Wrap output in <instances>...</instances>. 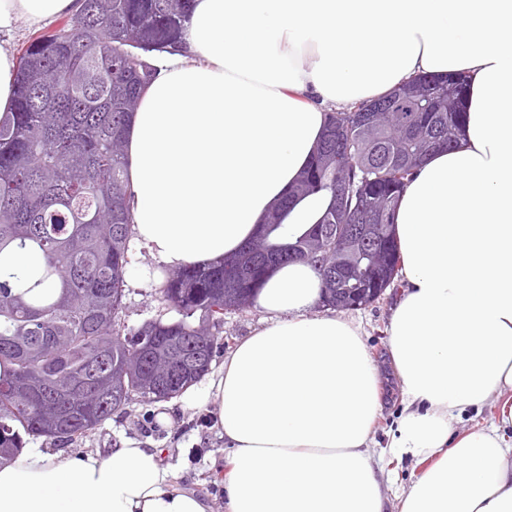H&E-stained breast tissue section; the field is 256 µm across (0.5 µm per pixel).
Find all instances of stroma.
<instances>
[{
  "label": "stroma",
  "mask_w": 512,
  "mask_h": 512,
  "mask_svg": "<svg viewBox=\"0 0 512 512\" xmlns=\"http://www.w3.org/2000/svg\"><path fill=\"white\" fill-rule=\"evenodd\" d=\"M155 267V260L146 250L134 253L126 276L122 309V317L129 329H138L156 319L163 309L156 292L158 284L150 279ZM398 299V293L389 290L378 302L344 312L345 317L360 327L371 357L383 366L389 363L388 319ZM263 317V311L254 306L225 311L223 323L212 329L217 345L211 369H218L230 352L229 347L223 346V339L228 336L236 341L243 339L259 326ZM384 385L386 391L373 430L374 458L381 471L386 497L391 500L408 488L420 475L421 468L413 458H396L387 450L396 431L402 403L397 381L388 379ZM129 440L164 449V460L178 472L181 486L208 496L213 512H226L223 490L213 463L229 459L231 450L213 428L210 414L203 408L188 405L180 396L162 404L132 402L78 442L62 444L41 437L29 441L26 449L45 454L77 455L112 448Z\"/></svg>",
  "instance_id": "35a3bbf8"
}]
</instances>
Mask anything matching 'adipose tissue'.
I'll list each match as a JSON object with an SVG mask.
<instances>
[{
    "instance_id": "obj_1",
    "label": "adipose tissue",
    "mask_w": 512,
    "mask_h": 512,
    "mask_svg": "<svg viewBox=\"0 0 512 512\" xmlns=\"http://www.w3.org/2000/svg\"><path fill=\"white\" fill-rule=\"evenodd\" d=\"M76 0H0V110L11 38ZM128 127L132 238L159 271L238 251L311 159L327 112L417 75L470 86L455 148L430 157L396 216L405 292L389 319L403 409L394 455L423 472L398 512H512V0H196ZM321 281L279 267L200 398L235 450L228 512H385L373 459L381 371L358 328L313 313ZM490 430L451 424L488 400ZM161 449L130 441L0 466V512H212Z\"/></svg>"
}]
</instances>
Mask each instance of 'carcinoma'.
I'll return each instance as SVG.
<instances>
[{
  "label": "carcinoma",
  "mask_w": 512,
  "mask_h": 512,
  "mask_svg": "<svg viewBox=\"0 0 512 512\" xmlns=\"http://www.w3.org/2000/svg\"><path fill=\"white\" fill-rule=\"evenodd\" d=\"M69 17L21 48L11 106L0 112V458L28 440L76 442L128 405L176 397L209 371L207 322L244 309L273 269L303 261L322 281V306L353 309L398 276L395 214L428 156L458 143L464 80L420 76L377 102L328 113L315 159L241 251L168 273L163 317L126 333L122 299L131 224L126 128L154 53L182 44L192 0H78ZM329 198L313 224L288 233V209ZM31 245L37 275L6 267ZM202 322L188 321L196 312Z\"/></svg>",
  "instance_id": "cac0c4a2"
}]
</instances>
